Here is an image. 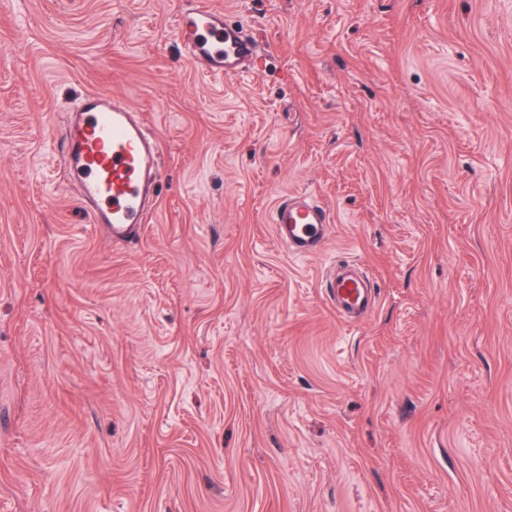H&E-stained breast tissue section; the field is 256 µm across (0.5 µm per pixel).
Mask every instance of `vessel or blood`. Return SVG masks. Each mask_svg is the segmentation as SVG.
Returning a JSON list of instances; mask_svg holds the SVG:
<instances>
[{
  "label": "vessel or blood",
  "mask_w": 512,
  "mask_h": 512,
  "mask_svg": "<svg viewBox=\"0 0 512 512\" xmlns=\"http://www.w3.org/2000/svg\"><path fill=\"white\" fill-rule=\"evenodd\" d=\"M175 33L194 62L224 78L244 73L261 52L250 34L197 4L181 16ZM161 154L159 139L140 115L105 92L89 93L72 108L60 151L64 177L77 183L93 223L106 225L116 243L139 237L152 220ZM271 222L290 253L311 257L324 247L331 216L311 198L290 195L277 203ZM326 284L341 316L357 321L373 306L370 286L360 276H331Z\"/></svg>",
  "instance_id": "obj_1"
}]
</instances>
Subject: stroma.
Wrapping results in <instances>:
<instances>
[{"instance_id": "stroma-1", "label": "stroma", "mask_w": 512, "mask_h": 512, "mask_svg": "<svg viewBox=\"0 0 512 512\" xmlns=\"http://www.w3.org/2000/svg\"><path fill=\"white\" fill-rule=\"evenodd\" d=\"M205 2L249 73L187 0H0V512H512V0ZM89 90L162 146L125 244L59 175ZM175 33L191 59L215 76L241 75L262 53L243 27L225 23L221 14L200 6L199 1H193V7L181 16ZM273 233L290 253L311 257L319 254L332 223L327 208L305 196H286L274 207ZM326 284L336 306V312L342 317L353 321L361 320L373 307L370 285L358 275H330L326 279Z\"/></svg>"}]
</instances>
